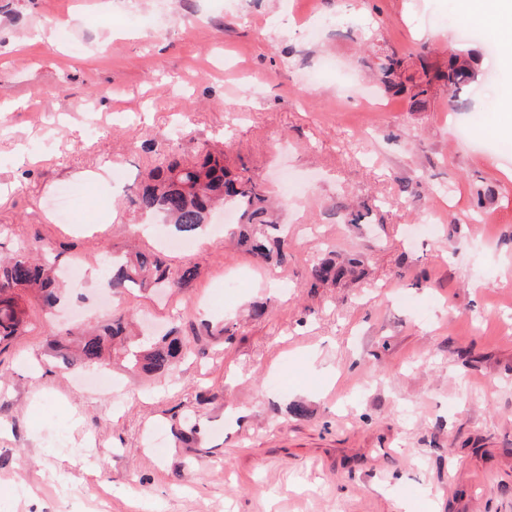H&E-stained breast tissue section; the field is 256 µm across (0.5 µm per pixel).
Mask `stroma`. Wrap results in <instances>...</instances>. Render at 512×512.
Instances as JSON below:
<instances>
[{"label":"stroma","mask_w":512,"mask_h":512,"mask_svg":"<svg viewBox=\"0 0 512 512\" xmlns=\"http://www.w3.org/2000/svg\"><path fill=\"white\" fill-rule=\"evenodd\" d=\"M458 23L455 0H0V256L48 244L86 271L53 316L23 296L29 330L0 351V512H512V47ZM462 48L495 75L469 111L441 81L420 105L377 86L387 54L417 77ZM204 149L279 200L285 263L221 217L163 247L129 206L160 154ZM63 185L69 224L46 207ZM134 248L199 275L104 290L102 257ZM328 251L362 273L312 287ZM116 310L211 332L171 382L114 364L116 402L78 389L91 369L45 325ZM187 415L197 438L174 441Z\"/></svg>","instance_id":"1"}]
</instances>
